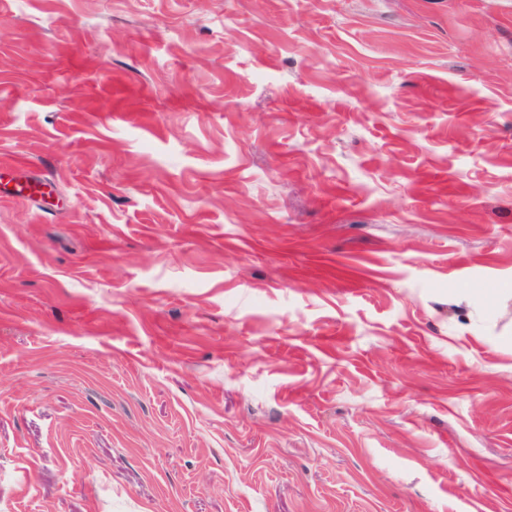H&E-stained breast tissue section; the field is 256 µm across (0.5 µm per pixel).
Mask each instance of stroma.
<instances>
[{
	"instance_id": "1",
	"label": "stroma",
	"mask_w": 512,
	"mask_h": 512,
	"mask_svg": "<svg viewBox=\"0 0 512 512\" xmlns=\"http://www.w3.org/2000/svg\"><path fill=\"white\" fill-rule=\"evenodd\" d=\"M0 512H512V0H0Z\"/></svg>"
}]
</instances>
